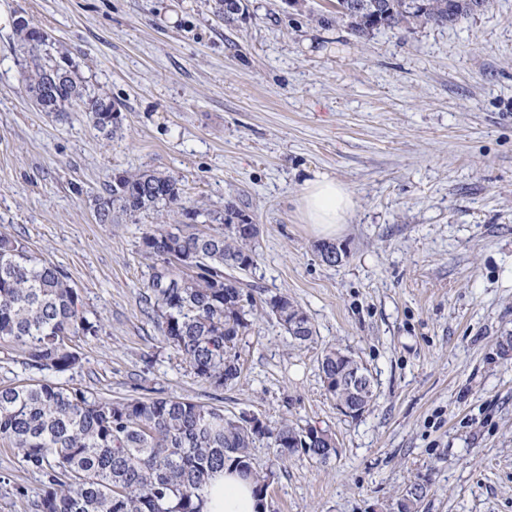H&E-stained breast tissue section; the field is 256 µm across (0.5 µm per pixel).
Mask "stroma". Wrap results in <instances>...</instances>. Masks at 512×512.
Masks as SVG:
<instances>
[{
	"label": "stroma",
	"instance_id": "35a3bbf8",
	"mask_svg": "<svg viewBox=\"0 0 512 512\" xmlns=\"http://www.w3.org/2000/svg\"><path fill=\"white\" fill-rule=\"evenodd\" d=\"M332 0H0V236L58 266L96 335L69 386L118 400L183 397L275 424L331 431L338 454L293 458L266 512H397L425 479L419 512H512V0L448 25L353 36L319 18ZM25 12L69 48L77 74L120 108L105 137L84 112L38 111L12 27ZM175 179L181 205L259 227L245 291L285 294L317 337L297 345L259 316L236 351L240 378L214 391L163 340L145 303L155 259L144 232L179 207L97 223L92 199L115 174ZM352 192L321 262L304 224V179ZM368 367L374 401L342 414L319 370L324 347ZM0 441V512H37L39 487Z\"/></svg>",
	"mask_w": 512,
	"mask_h": 512
}]
</instances>
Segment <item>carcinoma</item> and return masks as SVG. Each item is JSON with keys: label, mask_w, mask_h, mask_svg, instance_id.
Returning <instances> with one entry per match:
<instances>
[{"label": "carcinoma", "mask_w": 512, "mask_h": 512, "mask_svg": "<svg viewBox=\"0 0 512 512\" xmlns=\"http://www.w3.org/2000/svg\"><path fill=\"white\" fill-rule=\"evenodd\" d=\"M478 0H336L329 25L346 23L365 38L403 25H453L478 11ZM29 57L26 75L33 99L58 115L77 103L94 129L111 135L119 108L105 93L90 91L75 71L66 49L46 50L47 40L28 37L13 25ZM68 66L54 94L46 96V77ZM180 202L174 179L147 172L116 176L107 194L93 199L96 222L110 224L118 212L133 215L160 204ZM184 227L156 228L142 235L143 251L159 261L148 284L146 304L167 343L194 375L216 389L240 378L235 351L239 337L254 325V311L273 316L299 344L315 342L307 314L287 295L257 300L229 271L255 262L257 235L238 234L230 219L224 231L210 234L189 228L201 211L181 207ZM81 296L68 276L29 253L15 239L0 236V341L20 346L29 368L65 373L81 363L75 340L94 336ZM323 387L347 414L365 412L374 398L367 367L340 347L323 349L319 360ZM361 375L367 386L351 387ZM329 431L298 426L286 419L271 426L257 416L234 417L224 410L187 398L138 396L103 400L87 391L45 379L0 387V439L14 448L27 467L43 474L37 490L16 487L21 498L35 494L38 512H201V493L211 476L232 466L254 480L263 498L281 465L295 456L320 463L336 452L301 453L309 435ZM264 442L272 459L260 468L252 453ZM427 485L414 483L402 496L398 512H418Z\"/></svg>", "instance_id": "cac0c4a2"}]
</instances>
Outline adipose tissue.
Here are the masks:
<instances>
[{
	"mask_svg": "<svg viewBox=\"0 0 512 512\" xmlns=\"http://www.w3.org/2000/svg\"><path fill=\"white\" fill-rule=\"evenodd\" d=\"M354 205L351 192L336 178L318 173L303 182L299 209L304 223L319 236H336ZM202 498V512H262L264 508L251 479L230 469L209 479Z\"/></svg>",
	"mask_w": 512,
	"mask_h": 512,
	"instance_id": "ef3b65f1",
	"label": "adipose tissue"
}]
</instances>
